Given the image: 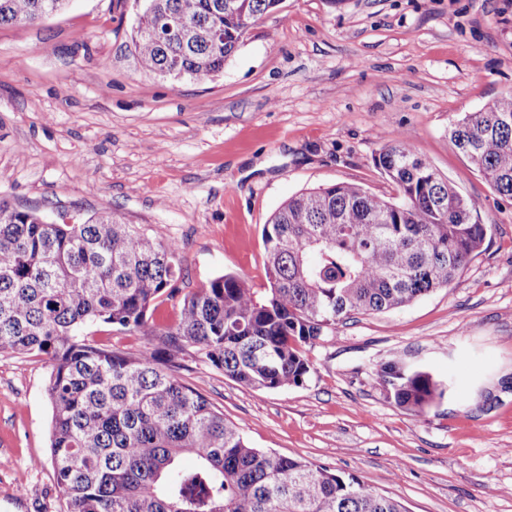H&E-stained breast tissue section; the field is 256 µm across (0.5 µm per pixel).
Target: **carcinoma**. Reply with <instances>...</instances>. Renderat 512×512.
<instances>
[{
  "label": "carcinoma",
  "mask_w": 512,
  "mask_h": 512,
  "mask_svg": "<svg viewBox=\"0 0 512 512\" xmlns=\"http://www.w3.org/2000/svg\"><path fill=\"white\" fill-rule=\"evenodd\" d=\"M69 0H0V25L35 23ZM282 0H142L132 47L142 70L206 81L224 70L249 30ZM189 31H173V18ZM490 186L512 199V92L448 130ZM376 166L385 197L357 183L291 196L263 227L269 288L225 273L180 295L181 247L111 213L49 223L0 200V352L36 353L49 366L51 455L66 512H408L353 475L251 447L172 369L192 347L224 376L255 390L302 384L301 346L353 314L404 307L448 286L479 254L491 226L478 203L403 138ZM178 300L170 324L158 300ZM105 324L142 331L138 356L92 344ZM396 406L423 411L445 394L429 372L377 369ZM191 454L195 466L184 468Z\"/></svg>",
  "instance_id": "cac0c4a2"
}]
</instances>
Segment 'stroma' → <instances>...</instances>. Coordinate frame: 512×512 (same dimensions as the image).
Returning a JSON list of instances; mask_svg holds the SVG:
<instances>
[{"mask_svg": "<svg viewBox=\"0 0 512 512\" xmlns=\"http://www.w3.org/2000/svg\"><path fill=\"white\" fill-rule=\"evenodd\" d=\"M135 0H70L0 26V199L47 221L111 212L181 246L190 292L234 273L268 286L264 224L289 196L356 182L400 135L480 203L491 241L445 288L358 315L305 347L298 387H244L175 355L251 447L323 464L408 512H512V201L450 126L512 91V0H283L222 75L171 81L131 52ZM399 359L443 381L424 413L376 381ZM43 357L0 353V512H64Z\"/></svg>", "mask_w": 512, "mask_h": 512, "instance_id": "obj_1", "label": "stroma"}]
</instances>
